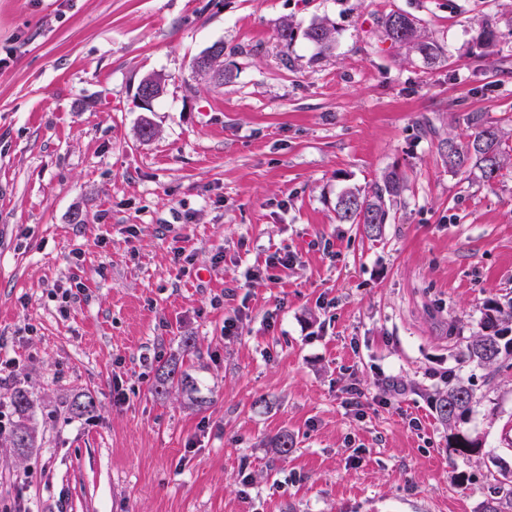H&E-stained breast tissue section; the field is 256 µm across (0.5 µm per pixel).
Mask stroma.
Masks as SVG:
<instances>
[{
    "instance_id": "obj_1",
    "label": "stroma",
    "mask_w": 512,
    "mask_h": 512,
    "mask_svg": "<svg viewBox=\"0 0 512 512\" xmlns=\"http://www.w3.org/2000/svg\"><path fill=\"white\" fill-rule=\"evenodd\" d=\"M393 11L436 60L384 38ZM216 42L223 84L193 68ZM470 112L512 157V0H0V413L36 430L0 435V512H482L512 470V355L460 352L512 305V164L448 170ZM393 170L380 239L337 219ZM173 359L193 397L156 392ZM452 381L476 396L466 455L432 407ZM335 28L325 20L313 22L305 31L306 38L321 51H330L335 41Z\"/></svg>"
}]
</instances>
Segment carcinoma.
<instances>
[{
  "label": "carcinoma",
  "mask_w": 512,
  "mask_h": 512,
  "mask_svg": "<svg viewBox=\"0 0 512 512\" xmlns=\"http://www.w3.org/2000/svg\"><path fill=\"white\" fill-rule=\"evenodd\" d=\"M386 39L399 46L415 50L427 59H435L440 48L433 42L423 39L416 22L400 13L391 12L382 21ZM306 38L322 51L331 50L335 41V28L325 20L312 23L305 31ZM465 121L471 130L464 140L448 136L440 139V149L448 169L460 172L478 169L489 184L499 176L509 162L502 151L503 132L497 123L482 112H469ZM403 178L400 173L391 171L376 185L372 196L362 195L357 190L347 189L337 198L336 212L340 222L362 224L366 232L379 234L382 226L389 223L388 203L399 196ZM512 321V306L505 310L497 304H489L481 323V333L471 337L462 352L463 360L483 367H494L505 354H512V338L507 340L508 323ZM173 383L187 388L191 377L181 371L177 363L163 367L158 374L156 391L163 392ZM474 394L471 388L460 383L448 385V391L435 399V410L440 421L448 426V447L458 454L473 452L479 443L460 430L472 412ZM35 428L20 422L15 425L10 436L14 448H31ZM484 512H512V491L502 497H493L484 505Z\"/></svg>",
  "instance_id": "1"
}]
</instances>
